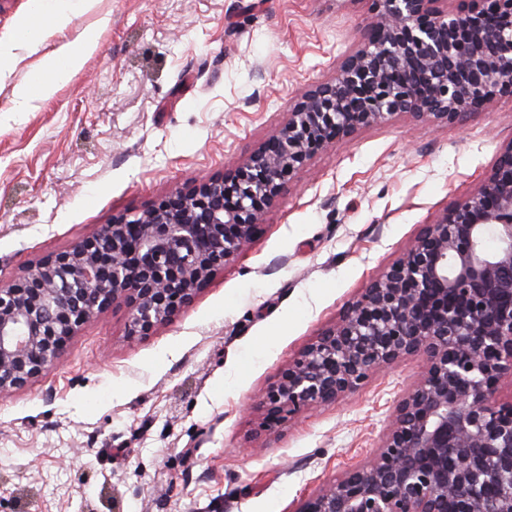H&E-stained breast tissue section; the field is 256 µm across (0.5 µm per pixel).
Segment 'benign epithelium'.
Here are the masks:
<instances>
[{
  "label": "benign epithelium",
  "mask_w": 512,
  "mask_h": 512,
  "mask_svg": "<svg viewBox=\"0 0 512 512\" xmlns=\"http://www.w3.org/2000/svg\"><path fill=\"white\" fill-rule=\"evenodd\" d=\"M372 0L363 40L222 175L120 213L0 282V395L23 390L109 310L145 339L185 310L260 231L317 152L407 113L453 124L512 98V0ZM423 354L375 454L295 512H512V142L477 190L418 237L271 383L264 424L336 401Z\"/></svg>",
  "instance_id": "benign-epithelium-1"
}]
</instances>
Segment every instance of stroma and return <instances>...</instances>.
<instances>
[{"label":"stroma","instance_id":"stroma-1","mask_svg":"<svg viewBox=\"0 0 512 512\" xmlns=\"http://www.w3.org/2000/svg\"><path fill=\"white\" fill-rule=\"evenodd\" d=\"M0 0V281L114 214L223 173L331 79L363 38L368 0H97L66 26ZM81 69L34 111L14 86L57 47ZM39 33L14 43L18 24ZM512 142V99L462 125L400 115L316 154L261 231L144 340L116 309L85 323L24 390L0 395V512H295L375 452L421 356L266 429L268 385L416 238L472 194Z\"/></svg>","mask_w":512,"mask_h":512}]
</instances>
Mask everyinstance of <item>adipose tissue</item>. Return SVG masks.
Instances as JSON below:
<instances>
[{
    "mask_svg": "<svg viewBox=\"0 0 512 512\" xmlns=\"http://www.w3.org/2000/svg\"><path fill=\"white\" fill-rule=\"evenodd\" d=\"M95 46L96 35L90 31L84 37L82 49L75 50L64 45L44 56L37 67L38 79L26 80L16 85L12 104L13 111H31L34 102L50 95L56 84L67 80L81 67L85 52L93 50Z\"/></svg>",
    "mask_w": 512,
    "mask_h": 512,
    "instance_id": "ef3b65f1",
    "label": "adipose tissue"
}]
</instances>
